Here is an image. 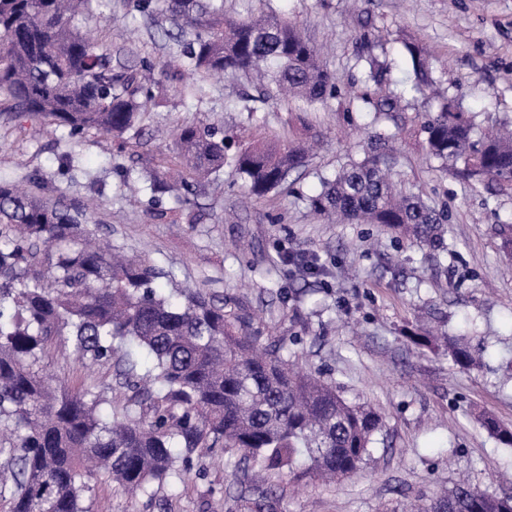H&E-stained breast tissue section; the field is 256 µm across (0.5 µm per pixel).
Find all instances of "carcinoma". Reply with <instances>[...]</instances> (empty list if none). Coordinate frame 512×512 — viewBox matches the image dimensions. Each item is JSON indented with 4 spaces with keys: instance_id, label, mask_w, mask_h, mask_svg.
<instances>
[{
    "instance_id": "carcinoma-1",
    "label": "carcinoma",
    "mask_w": 512,
    "mask_h": 512,
    "mask_svg": "<svg viewBox=\"0 0 512 512\" xmlns=\"http://www.w3.org/2000/svg\"><path fill=\"white\" fill-rule=\"evenodd\" d=\"M100 0H0V105L16 116L71 137L94 131L121 138L152 109L167 87L112 61L103 36L88 28ZM154 24L170 23L183 70L208 79L233 76L262 88L257 101L286 92L308 104L336 91L316 47L278 13L224 14V0H130ZM403 48L413 89L432 84L428 53ZM430 158L477 183L512 193V132L479 134L453 100L417 116ZM379 153L347 163L311 199V208L351 224H380L432 245L448 210L392 181L390 157ZM179 180L156 172L141 179L154 192L184 195L220 180L224 165L244 176L250 192L282 187L303 166L300 142L259 138L234 146L217 122L182 124L172 142ZM43 176L28 186L0 179V501L4 512H87L83 493L94 471L130 492L190 469L211 448H235L270 472L304 468L341 479L355 472L381 429L371 409L346 402L321 373L288 367V348L256 346L245 322L203 288L157 291L167 273L148 257L96 241L90 206ZM65 336L74 355L91 364H118L123 399L109 412L92 389H52L43 355ZM453 362L473 365L463 338L448 343ZM421 512H512V498L458 483L429 499Z\"/></svg>"
}]
</instances>
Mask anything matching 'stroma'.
Wrapping results in <instances>:
<instances>
[{"label": "stroma", "mask_w": 512, "mask_h": 512, "mask_svg": "<svg viewBox=\"0 0 512 512\" xmlns=\"http://www.w3.org/2000/svg\"><path fill=\"white\" fill-rule=\"evenodd\" d=\"M126 3L105 0L98 23L112 52L154 64L169 88L149 129L125 143L92 132L73 138L0 112V177L20 182L35 170L70 197L97 202L99 234L170 272L161 290L191 286L223 296L259 345L285 343L289 356L321 372L347 402L381 416L360 469L341 481L271 476L272 512H405L462 480L512 496V446L481 424L490 416L512 429V259L499 235L512 224V195L440 171L414 134L360 109L364 94L395 93L399 114L410 119L436 111L445 96L459 100L479 129L511 124L512 0H224L229 16L273 10L287 17L336 78L337 94L325 103L273 99L253 114L241 109L247 83L240 78L207 86L199 99L184 96L181 80L165 68L171 56L160 27L131 18ZM407 42L430 50L439 97L412 91ZM372 62L387 73L378 87L365 78ZM213 120L229 135L251 128L313 148L287 187L249 194L228 166L193 197V222L155 220L150 189L124 193L121 170L168 169L170 147L160 132ZM391 135L395 179L448 206L439 247L377 224H327L311 209L324 181ZM64 154L74 165L62 174ZM460 334L476 367L459 368L448 355L447 338ZM44 364L57 381L112 395L114 367L81 364L65 338L55 340ZM238 459L230 448L206 451L188 473L137 497L100 476L83 505L89 512H243L255 491Z\"/></svg>", "instance_id": "1"}]
</instances>
